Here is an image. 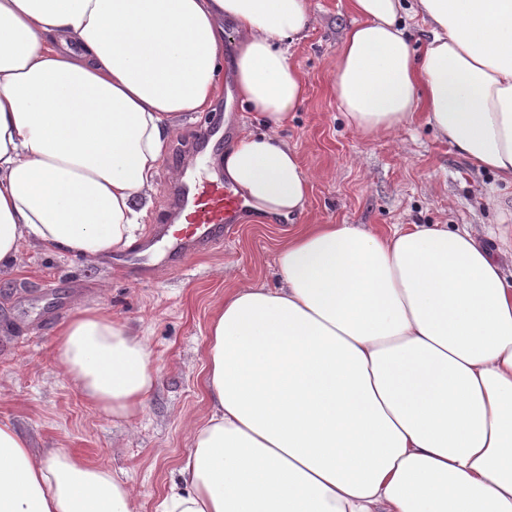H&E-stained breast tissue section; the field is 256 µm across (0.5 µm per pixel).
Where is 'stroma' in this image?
<instances>
[{
	"label": "stroma",
	"mask_w": 512,
	"mask_h": 512,
	"mask_svg": "<svg viewBox=\"0 0 512 512\" xmlns=\"http://www.w3.org/2000/svg\"><path fill=\"white\" fill-rule=\"evenodd\" d=\"M349 0H308L312 26L289 56L307 85L304 103L284 135L299 153L312 190L292 220L254 222L241 214L222 248L192 258L178 270L161 268L137 280L111 260L94 262L26 245L19 264L0 271V421L11 423L46 451L68 449L112 470L133 488L138 512H157L191 449L190 425L209 409L205 391L207 327L225 292L279 286L282 244L307 224H355L381 232L397 224L512 227V186L492 191L493 177L476 171L448 142L435 137L423 113L395 131L366 136L350 127L332 89V72L353 15ZM232 41L213 100L232 146L258 130L253 113L229 99ZM212 112H189L173 132L155 177L142 239L164 223L168 190L184 165L177 154ZM102 305L144 336L159 379L136 426L113 419L59 375L56 334L75 304Z\"/></svg>",
	"instance_id": "35a3bbf8"
}]
</instances>
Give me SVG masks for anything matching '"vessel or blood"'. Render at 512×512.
<instances>
[{"label":"vessel or blood","mask_w":512,"mask_h":512,"mask_svg":"<svg viewBox=\"0 0 512 512\" xmlns=\"http://www.w3.org/2000/svg\"><path fill=\"white\" fill-rule=\"evenodd\" d=\"M171 223L136 253L123 255L118 266L136 278L149 277L158 267L176 268L190 257L222 246L236 224L244 201L220 175L192 173L175 187Z\"/></svg>","instance_id":"vessel-or-blood-1"}]
</instances>
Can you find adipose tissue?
Instances as JSON below:
<instances>
[{"label":"adipose tissue","mask_w":512,"mask_h":512,"mask_svg":"<svg viewBox=\"0 0 512 512\" xmlns=\"http://www.w3.org/2000/svg\"><path fill=\"white\" fill-rule=\"evenodd\" d=\"M332 88L366 136L422 108L512 185V0H349ZM430 37L414 52L408 13ZM306 0H0V270L26 244L97 261L138 241L170 136L218 88L266 132L223 175L258 219L304 212L311 180L280 131L306 97L287 47ZM276 288L228 292L208 324L209 416L157 512H512V284L476 235L315 224ZM57 368L134 424L153 352L103 306L58 331ZM0 512H137L132 488L0 422Z\"/></svg>","instance_id":"1"}]
</instances>
